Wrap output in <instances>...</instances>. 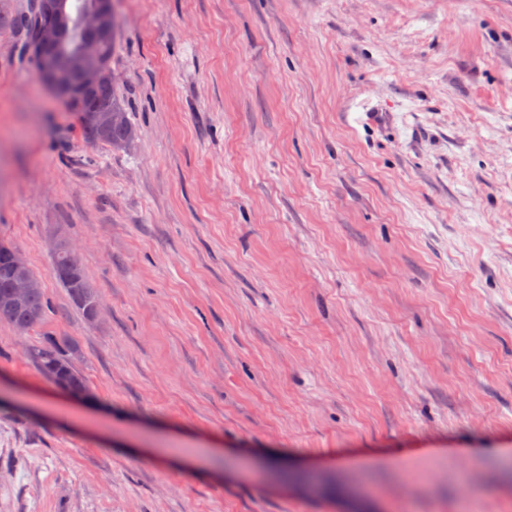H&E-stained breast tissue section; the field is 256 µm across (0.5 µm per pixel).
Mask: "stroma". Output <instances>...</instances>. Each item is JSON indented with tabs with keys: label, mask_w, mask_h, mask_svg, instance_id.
Instances as JSON below:
<instances>
[{
	"label": "stroma",
	"mask_w": 512,
	"mask_h": 512,
	"mask_svg": "<svg viewBox=\"0 0 512 512\" xmlns=\"http://www.w3.org/2000/svg\"><path fill=\"white\" fill-rule=\"evenodd\" d=\"M115 8L122 150L0 30V512H512V0ZM56 245L67 250L69 256L68 270L72 275H78L75 279L70 278L69 272L65 267V255L62 250L57 248V251L55 250L56 255L53 266L54 276L67 289L71 305L81 311L88 323L96 324L100 317V306L95 307L90 313L89 311L95 304L98 305L100 301L98 289L87 278L83 269H81L79 258L74 253L72 246L65 245L61 241H57ZM0 248L1 252L11 259L15 267L6 257L0 255V323L8 325L17 332H26L45 320L49 311V304L39 278L28 266L24 256L12 247L0 244ZM15 269L19 274L14 283L13 292L9 295L16 277ZM28 272L38 279L40 287L23 299L28 290L36 288L38 285L37 281ZM6 296H9V303L23 300L16 304L6 303L3 305L5 311H1L2 302ZM31 359L47 380L51 381L55 372L61 370L66 376L65 390L74 395L87 394L88 388L83 376L74 368L69 356L64 354L52 339H48L40 348L34 349L31 352Z\"/></svg>",
	"instance_id": "1"
}]
</instances>
